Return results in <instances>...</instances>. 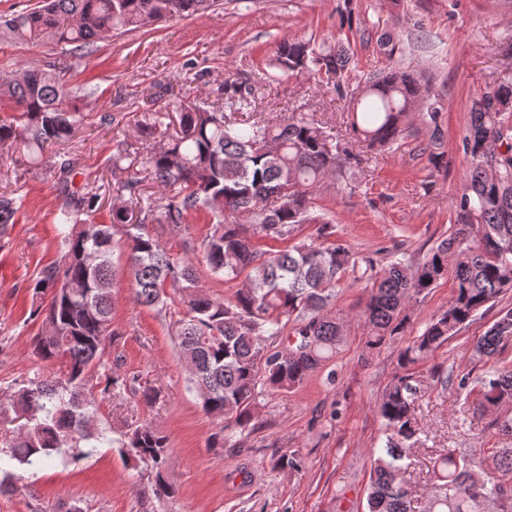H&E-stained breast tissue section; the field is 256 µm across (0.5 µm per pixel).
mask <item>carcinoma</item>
Returning a JSON list of instances; mask_svg holds the SVG:
<instances>
[{"instance_id": "carcinoma-1", "label": "carcinoma", "mask_w": 512, "mask_h": 512, "mask_svg": "<svg viewBox=\"0 0 512 512\" xmlns=\"http://www.w3.org/2000/svg\"><path fill=\"white\" fill-rule=\"evenodd\" d=\"M217 0H43L18 11L0 27L13 38L61 48L71 58L93 52L114 33L150 22L204 13ZM283 71L306 72L344 93L342 74L349 63L345 47L316 46L285 38L276 51ZM234 111L179 103V132L139 160L140 151L117 142L107 166L117 190L129 202L115 204L108 224L95 220L99 194L90 186L72 189L78 159L53 169L62 197L58 221L64 226L60 260L42 270L34 293L50 294L43 317L47 331L35 337L33 353L59 360L57 378L30 381L0 399V418L25 420L13 437L0 439V472L16 463L28 468L55 462L73 464L104 446L119 448L127 460L154 473L156 498L175 493L169 469V443L147 422L106 430L95 426L97 401L131 394L151 406L160 391L139 390V377L108 366L121 332L112 327V286L126 276L142 306L166 302V289L181 294L183 315L171 326L179 352L192 366L189 390L216 421L211 446L237 442L258 417L265 391L288 392L331 359L344 340L348 315L330 304L348 275L366 283L369 295L358 315L368 328L365 351L373 353L404 333L411 303L438 282L452 278L454 297L433 315L424 331L402 348L404 374L380 397L376 412L382 429L369 456L371 483L367 512H413L408 482L414 445L422 432L415 417L425 380L412 367L434 356L463 325L500 294L512 289V74L472 99L462 140L467 171L455 201V229L419 265L394 258L377 268L344 243L335 225L315 210L313 192L342 172L347 147L310 120L271 125L255 118V100L235 83L225 86ZM10 98L18 116L0 123V149L17 154L20 174L40 169L52 147L70 141L90 113L82 101L92 96L67 87L54 63L20 68L0 76V97ZM351 129L369 150L392 148L405 135L410 113L424 111L436 123L439 108L429 87L410 72L379 71L351 94ZM161 117L144 123L143 140L163 135ZM168 189L154 199L142 188L141 171ZM16 193L0 195V236L15 223ZM204 215L211 231L200 243L201 257L170 253L153 233L163 224L186 229L188 218ZM316 236H303L304 225ZM261 239L288 243L262 249ZM128 250L127 265L114 262L115 247ZM246 286L215 299L198 285L196 264ZM512 345V309L476 342L473 352L493 357ZM103 370L97 387L89 374ZM477 409L496 415L499 433L512 437V367H491L468 386ZM512 446L445 448L433 465V490L424 512H512Z\"/></svg>"}]
</instances>
